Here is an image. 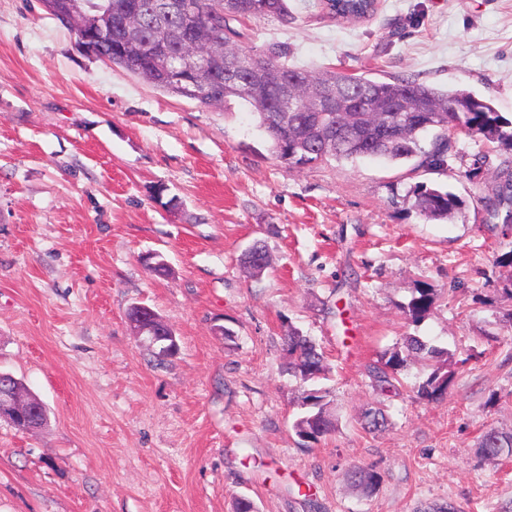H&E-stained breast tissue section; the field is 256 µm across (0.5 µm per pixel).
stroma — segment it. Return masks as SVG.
Returning a JSON list of instances; mask_svg holds the SVG:
<instances>
[{
	"instance_id": "1",
	"label": "stroma",
	"mask_w": 512,
	"mask_h": 512,
	"mask_svg": "<svg viewBox=\"0 0 512 512\" xmlns=\"http://www.w3.org/2000/svg\"><path fill=\"white\" fill-rule=\"evenodd\" d=\"M288 0L296 22L252 26L289 64L412 75L466 89L512 120V0H378L360 21ZM40 0H0V371L40 398L48 423L0 422V512H512V456L483 458L489 429L512 432V299L478 198L500 161L457 139L447 171L377 158L296 166L276 159L249 108H203L85 55ZM460 198L428 220L407 192ZM262 242L271 265L243 254ZM159 255L168 276L150 273ZM435 302L418 323L417 289ZM153 307L175 357L157 363L126 313ZM236 336L225 340L221 327ZM312 336L338 421L320 444L291 430L302 390L281 338ZM417 336L461 364L447 396L413 397L368 375ZM382 408L370 433L360 413ZM383 476L365 493L353 467ZM433 301L432 290L420 288L404 307V313L412 322L418 323L427 316Z\"/></svg>"
}]
</instances>
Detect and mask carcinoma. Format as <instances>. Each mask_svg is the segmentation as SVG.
<instances>
[{
    "instance_id": "carcinoma-1",
    "label": "carcinoma",
    "mask_w": 512,
    "mask_h": 512,
    "mask_svg": "<svg viewBox=\"0 0 512 512\" xmlns=\"http://www.w3.org/2000/svg\"><path fill=\"white\" fill-rule=\"evenodd\" d=\"M137 1L142 4V28L138 42L130 48L117 49V34L112 40L99 43L100 53L110 59L112 65L143 80L154 88L203 107L213 106L228 110L235 103L248 105L257 116L258 127L268 139L269 150L276 158L298 166H306L325 160H353L360 157L384 158L392 163H413V169L424 172L448 170V160L455 155V143L459 135L476 138L487 145L505 150L495 173L494 182L481 197L491 230L502 236H512V121L505 119L489 102L466 90L444 91L412 76L387 79L342 72H317L288 65V47L272 45L258 49L245 47L242 41L249 38L246 23L277 21L288 24L292 18L288 0H191L194 13L191 23H209L216 39L234 55L237 67L231 72L219 71L214 82L199 85L194 82L197 71L212 68L209 57L198 54L186 56L183 49L172 46L165 60L157 63L153 54V31L160 22L172 24L182 21L173 16L169 19L153 10L154 0H73L80 8L90 10L99 5H109L112 17L123 14L128 5ZM377 0H320L322 10L335 17L349 13L358 18L372 15ZM264 63L285 75L300 74L316 79L332 89H362L368 104L373 95L386 90L400 98L407 93L418 97L416 105L426 108L445 103L448 112H380L371 118L373 128L354 136L337 128L340 118L334 112H316L314 105L300 96L286 101L277 85L267 90V104H257L247 89V78L254 65ZM414 198L416 211L427 219L448 220L462 214V201L454 194L425 183H417L409 190ZM243 263L254 273L263 272L268 266L264 247L254 245L243 256ZM432 290L420 288L404 307L408 319L418 323L424 319L433 304ZM284 351L288 355V374L310 395L302 398L301 412L292 422V430L302 445L309 448L331 435L336 420L325 402L327 390L319 386L326 377L323 353L316 343L300 330L293 328L283 338ZM422 356L436 362V367L425 379L414 386L416 397L437 401L448 393L456 370L454 354L425 341L409 336L401 346H396L380 357L369 368L370 376L383 389L394 386L397 376L410 360ZM388 419L381 408H369L361 417V425L370 432L384 429ZM480 453L497 459L512 456V433L496 429L484 432L479 441ZM351 482L367 489L376 488L380 474L370 467L355 466L350 470Z\"/></svg>"
}]
</instances>
